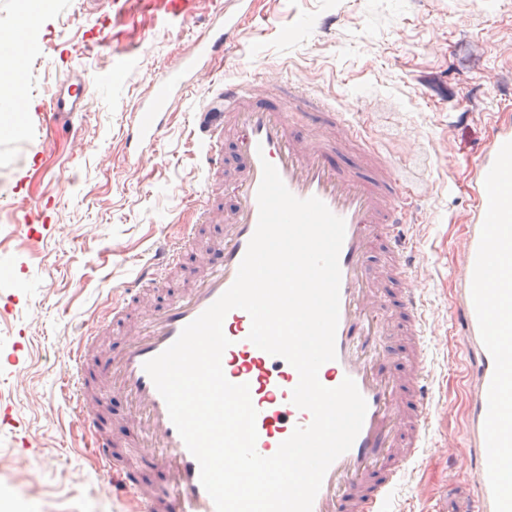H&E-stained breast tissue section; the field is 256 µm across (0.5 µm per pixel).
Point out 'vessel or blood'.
<instances>
[{
  "label": "vessel or blood",
  "instance_id": "obj_1",
  "mask_svg": "<svg viewBox=\"0 0 512 512\" xmlns=\"http://www.w3.org/2000/svg\"><path fill=\"white\" fill-rule=\"evenodd\" d=\"M253 0H225L201 31L192 49L161 68L149 93L127 121L126 159L138 165L156 154L169 125L171 108L182 102L197 78L214 73L233 57L235 36L251 14ZM87 109L82 78L62 79L31 114L41 132H49L73 113ZM192 144L202 151L203 183L189 204L193 223L181 238L155 241L150 258L120 290L113 316L137 307L117 352L97 360L96 339L79 331L60 378L61 393L72 402L91 437L103 480L114 496L135 502L139 512H215L200 482V467L173 425L166 404L144 364L159 355L181 330L200 316L233 283L256 230L257 192L262 164H273L297 198L316 197L345 222L339 254L340 312L336 360L324 363L320 383L335 387L352 378L367 402L363 426L351 449L327 470L312 512H395L393 490L427 446L433 395L429 383L430 351L423 340L425 300L412 282L423 264L410 227L419 214L391 164L373 148L362 146L363 128L350 113L280 77L268 81L221 80L212 84L188 113ZM236 149L225 158L226 142ZM512 141V119L495 121L470 170L469 209L455 278L453 313L460 330L468 387L464 425L465 459L472 487L449 512H494L487 476L484 422L494 362L485 348L471 295L473 270L488 205L484 187L501 146ZM358 143L352 168L336 160L339 146ZM12 223L31 229L45 226L43 210L29 195L12 204ZM220 225L217 238L201 241V231ZM192 256L188 285L165 302L148 298L167 273ZM249 314L228 312L223 331L230 345L222 356L226 378L248 384L257 411V452L276 453L295 428L310 424L309 411L292 402L297 370L249 341ZM402 336L399 356L382 364V337ZM105 388L126 403L120 421L124 439H116L97 394Z\"/></svg>",
  "mask_w": 512,
  "mask_h": 512
}]
</instances>
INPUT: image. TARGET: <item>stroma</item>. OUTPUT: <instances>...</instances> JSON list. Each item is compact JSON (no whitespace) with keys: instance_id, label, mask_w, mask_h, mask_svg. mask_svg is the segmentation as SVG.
I'll use <instances>...</instances> for the list:
<instances>
[{"instance_id":"stroma-1","label":"stroma","mask_w":512,"mask_h":512,"mask_svg":"<svg viewBox=\"0 0 512 512\" xmlns=\"http://www.w3.org/2000/svg\"><path fill=\"white\" fill-rule=\"evenodd\" d=\"M0 0V31L27 40L23 80L31 99L46 97L62 62L93 74L91 97L74 125L43 139L31 122L0 137V343L16 327L29 337L22 383L0 370V399L12 404L33 446L15 448L0 432V487L17 492L13 512H136L113 505L85 448L86 435L59 390L79 326L112 304L150 246L188 223L200 171L189 140L187 105L172 109L158 155L132 169L123 130L154 72L190 48L221 0H197L183 16L163 4L113 10L112 40L87 45L95 0ZM512 0H256L236 35L246 58L226 67L242 80L283 74L345 102L407 186L420 210L416 242L425 265L419 286L433 355L431 448L418 458L395 502L429 512L448 483L467 487L462 462L466 392L451 304L469 205L467 170L490 121L512 107ZM51 148L41 189L52 204L50 230L37 240L13 226L8 206L24 169ZM98 321V320H97Z\"/></svg>"}]
</instances>
